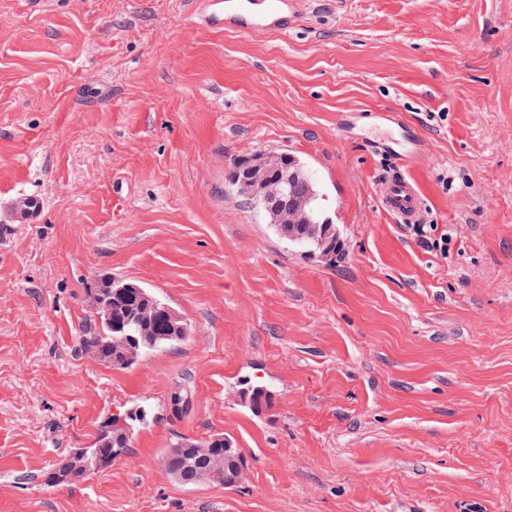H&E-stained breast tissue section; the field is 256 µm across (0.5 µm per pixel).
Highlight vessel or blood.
Masks as SVG:
<instances>
[{
    "label": "vessel or blood",
    "instance_id": "1",
    "mask_svg": "<svg viewBox=\"0 0 512 512\" xmlns=\"http://www.w3.org/2000/svg\"><path fill=\"white\" fill-rule=\"evenodd\" d=\"M196 13L212 30H234L258 37L280 35L300 19L303 0H195ZM408 150L400 153V166L382 184L381 208L401 223L418 222L423 200L407 173L408 166L424 150V141L415 132H408Z\"/></svg>",
    "mask_w": 512,
    "mask_h": 512
}]
</instances>
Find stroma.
<instances>
[{"label":"stroma","instance_id":"obj_1","mask_svg":"<svg viewBox=\"0 0 512 512\" xmlns=\"http://www.w3.org/2000/svg\"><path fill=\"white\" fill-rule=\"evenodd\" d=\"M380 111L426 141L427 240L379 205ZM277 151L327 195L334 265L233 191ZM105 276L189 339L127 370L79 352ZM141 404L111 466L44 485ZM216 432L239 485L169 477L164 448ZM0 512H512V0H311L261 38L191 0H0Z\"/></svg>","mask_w":512,"mask_h":512}]
</instances>
